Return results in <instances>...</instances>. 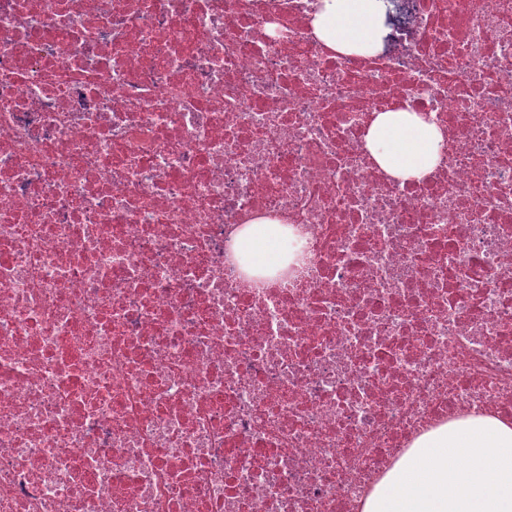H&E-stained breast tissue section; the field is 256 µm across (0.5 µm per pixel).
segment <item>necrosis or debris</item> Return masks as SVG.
Masks as SVG:
<instances>
[{"label": "necrosis or debris", "instance_id": "1", "mask_svg": "<svg viewBox=\"0 0 512 512\" xmlns=\"http://www.w3.org/2000/svg\"><path fill=\"white\" fill-rule=\"evenodd\" d=\"M402 4L364 56L315 0H0V512H363L512 420V0ZM399 109L419 179L365 147ZM442 132L434 123L404 110L376 114L365 136L366 148L398 180L420 178L439 160ZM266 239L256 235L255 226H249L240 230L235 237L233 246L235 257L242 262L247 261L261 255L266 249H271L276 254L278 246H265L264 242Z\"/></svg>", "mask_w": 512, "mask_h": 512}]
</instances>
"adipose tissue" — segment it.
<instances>
[{"mask_svg": "<svg viewBox=\"0 0 512 512\" xmlns=\"http://www.w3.org/2000/svg\"><path fill=\"white\" fill-rule=\"evenodd\" d=\"M383 0H317L312 16L315 35L340 53H372L384 35ZM443 139L435 124L404 110L377 113L366 148L389 175L419 178L439 160Z\"/></svg>", "mask_w": 512, "mask_h": 512, "instance_id": "1", "label": "adipose tissue"}]
</instances>
